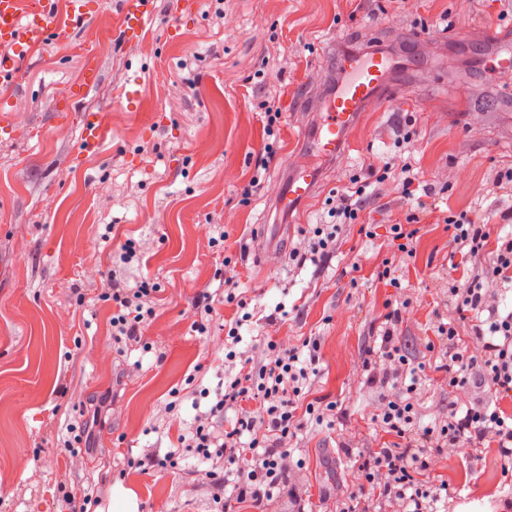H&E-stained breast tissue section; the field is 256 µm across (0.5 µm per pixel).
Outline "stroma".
Returning a JSON list of instances; mask_svg holds the SVG:
<instances>
[{"label": "stroma", "instance_id": "stroma-1", "mask_svg": "<svg viewBox=\"0 0 512 512\" xmlns=\"http://www.w3.org/2000/svg\"><path fill=\"white\" fill-rule=\"evenodd\" d=\"M380 0H195L180 13L176 0H157L142 42L111 44L101 32L117 27L115 10L90 0V31L66 33L23 66L12 93L14 135L0 137V512H71L67 498L101 491L99 512H211L185 472L148 473L130 458L173 448L194 416L190 399L174 401L188 377L216 388L222 379L224 334L235 309L218 306L211 335L191 328L192 304L216 291L221 260L211 241L224 237L239 265V291L288 317L271 330L287 345L320 343L319 373L308 401L336 402L335 426L299 434L290 471L306 512H336L353 481L352 456L396 444L371 419L380 384L360 371L378 349L386 305H406L396 330L416 364L415 398L422 424L445 416L449 404H491L512 413V399L478 386L456 390L443 365L448 355L435 327L455 319L449 284L479 278L484 259L455 250L442 215L468 211L491 233H512V187L498 171L512 163V120L498 95L512 90V70L486 61L491 36L512 44V11L500 0H412L406 12ZM180 24L182 37L169 41ZM409 67L395 73L391 98L362 112L347 131L344 153L319 162L311 198L292 215L273 206L290 167L305 162L299 146L314 120L306 104L328 78L326 48L363 49L373 38ZM95 44L101 81L63 107ZM138 92L134 105L123 88ZM282 112L280 149L267 183L242 202L265 139L263 99ZM107 113L108 138L94 153L81 150L80 114ZM413 124L408 155L419 177L415 199L396 183L374 185L363 220L372 235L344 230L335 253L296 269L288 253L300 230L320 222L333 191L393 151ZM419 213L412 257L394 256L391 220ZM139 244L142 259L123 263L105 242L106 225ZM396 282L379 279L383 259ZM119 280L133 287L157 282L156 314L143 331L150 352L112 340V309L99 298ZM175 404L166 412L167 404ZM94 421L84 449L64 443L72 429ZM432 472L448 486L439 512H498L512 493L494 449L453 448Z\"/></svg>", "mask_w": 512, "mask_h": 512}]
</instances>
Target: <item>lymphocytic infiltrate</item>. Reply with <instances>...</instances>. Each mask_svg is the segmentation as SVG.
<instances>
[{"label": "lymphocytic infiltrate", "instance_id": "lymphocytic-infiltrate-1", "mask_svg": "<svg viewBox=\"0 0 512 512\" xmlns=\"http://www.w3.org/2000/svg\"><path fill=\"white\" fill-rule=\"evenodd\" d=\"M368 195L365 185H354L334 193L327 201L330 220L311 224L302 233L299 246L289 254L297 267L320 264L335 252L338 234L347 226H358L361 234L369 227L362 221ZM452 242L468 249L472 255L484 252L488 241L496 246L486 266V284L474 283L456 289V322L441 324L437 333L442 341L453 345L459 323L486 314L483 327L477 328L479 354L468 355L453 350L448 356V381L452 387H466L473 371H480L490 390L501 397H512V311L500 313L496 300L488 293L487 284L512 283V235L492 238L489 225L473 220L467 213L444 216ZM232 260H225L216 275L224 288L219 296L205 292L194 303L192 326L199 334L210 330L216 303L231 304L241 315L224 327V362L231 366L224 382L216 391L201 390L207 399L206 410L197 412L189 430L182 434L177 449L163 453L151 452L135 460L141 470L177 468L183 452L197 456L205 469L197 483L216 512H235L236 504L252 503L258 512H282V502L297 504L295 491L287 490L286 476L293 468L289 440L307 428L309 423L335 422L336 403L317 405L306 402L305 391L317 375L320 345L305 339L302 347H289L268 340L256 347L240 350V330L246 323L263 320L272 326L284 315V306H275L268 315L249 308L244 295L238 294V281ZM158 288L150 281L127 288L113 282L103 292V301L112 306V338L137 339L141 329L155 315L153 300ZM402 308L387 311L382 343L377 359H364L362 371L369 378L387 384L378 401L373 421L384 431L402 438V445L379 448L355 456L352 468L354 481L347 501L340 512H353L361 497H375L388 502H401L410 512H435L439 493L427 489L432 459L451 448L480 450L483 442H492L505 473L512 474V415L497 408L474 405L466 410L449 406L446 419L432 425H420L421 413L411 401L416 384L407 380L411 371L409 358L398 345L395 328L402 321ZM308 359H301V351ZM235 410L233 428L223 426L227 410ZM234 469L237 480L232 499L224 497V477Z\"/></svg>", "mask_w": 512, "mask_h": 512}]
</instances>
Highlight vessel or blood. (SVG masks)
<instances>
[{
    "instance_id": "1",
    "label": "vessel or blood",
    "mask_w": 512,
    "mask_h": 512,
    "mask_svg": "<svg viewBox=\"0 0 512 512\" xmlns=\"http://www.w3.org/2000/svg\"><path fill=\"white\" fill-rule=\"evenodd\" d=\"M119 26L114 36L120 42L134 43L146 34L156 14V0H115ZM93 15L85 0H0V88L18 84L22 64L61 33L85 31ZM399 63L390 52L349 49L335 62L337 78L323 86L310 107L318 117L309 128L305 145L320 159L342 153L346 133L368 103L379 100L387 80ZM83 151L95 150L107 137L110 124L98 111L86 112L82 120ZM287 187L274 201L277 211L293 212L309 198L318 181L315 166L308 165L287 173Z\"/></svg>"
}]
</instances>
